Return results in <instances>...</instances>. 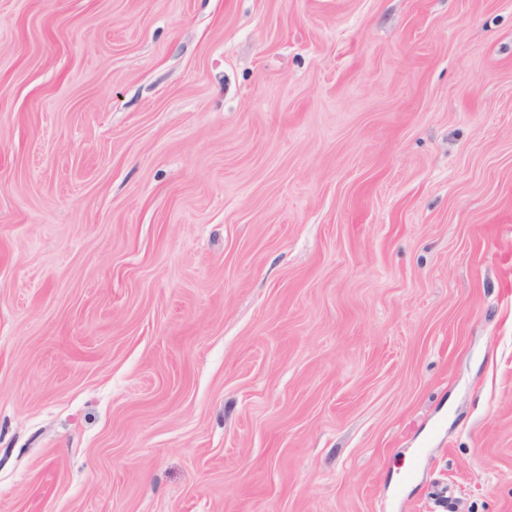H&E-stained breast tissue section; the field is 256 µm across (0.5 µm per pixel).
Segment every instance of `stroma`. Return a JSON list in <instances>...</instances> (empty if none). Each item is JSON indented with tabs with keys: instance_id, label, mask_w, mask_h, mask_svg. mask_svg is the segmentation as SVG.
I'll return each instance as SVG.
<instances>
[{
	"instance_id": "obj_1",
	"label": "stroma",
	"mask_w": 512,
	"mask_h": 512,
	"mask_svg": "<svg viewBox=\"0 0 512 512\" xmlns=\"http://www.w3.org/2000/svg\"><path fill=\"white\" fill-rule=\"evenodd\" d=\"M512 512V0H0V512Z\"/></svg>"
}]
</instances>
